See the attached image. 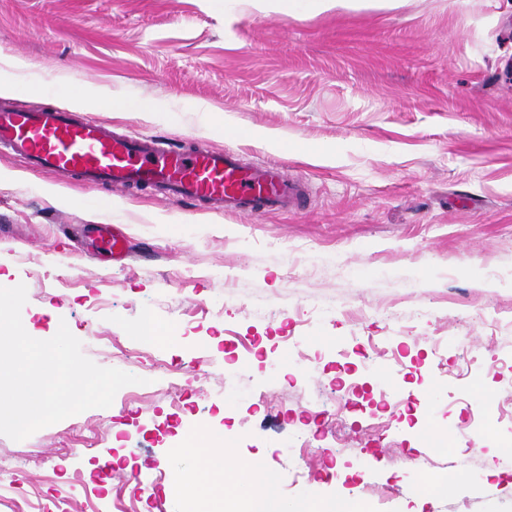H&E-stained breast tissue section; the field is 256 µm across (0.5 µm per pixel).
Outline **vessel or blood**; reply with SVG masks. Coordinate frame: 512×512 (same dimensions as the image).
<instances>
[{
  "instance_id": "obj_1",
  "label": "vessel or blood",
  "mask_w": 512,
  "mask_h": 512,
  "mask_svg": "<svg viewBox=\"0 0 512 512\" xmlns=\"http://www.w3.org/2000/svg\"><path fill=\"white\" fill-rule=\"evenodd\" d=\"M0 145L29 169L72 183L107 191L144 185L166 199L198 201L224 213L285 211L301 194L278 166L251 169L230 150L120 135L73 112L1 105Z\"/></svg>"
}]
</instances>
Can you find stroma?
I'll return each instance as SVG.
<instances>
[{
  "mask_svg": "<svg viewBox=\"0 0 512 512\" xmlns=\"http://www.w3.org/2000/svg\"><path fill=\"white\" fill-rule=\"evenodd\" d=\"M0 75L13 107L103 89L126 111L88 118L202 138L307 190L297 212L220 215L0 154V275L27 288L26 332L67 324L87 358L139 378L110 407L0 435V481L18 487L0 512L93 498L95 461L123 448L132 471L109 497L180 512L169 490L197 472L181 436L218 429L288 501L512 512V486L482 481L490 463L512 472L497 445L512 437V0H0ZM87 224L141 257L94 252ZM146 313L162 334L149 349ZM88 446L93 459L64 454ZM459 472L472 482L447 496L409 491Z\"/></svg>",
  "mask_w": 512,
  "mask_h": 512,
  "instance_id": "stroma-1",
  "label": "stroma"
}]
</instances>
